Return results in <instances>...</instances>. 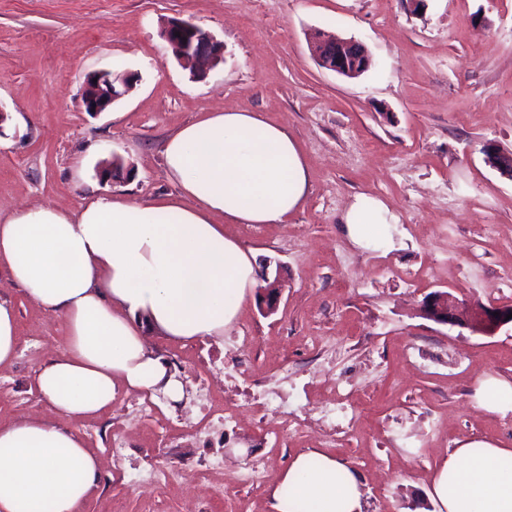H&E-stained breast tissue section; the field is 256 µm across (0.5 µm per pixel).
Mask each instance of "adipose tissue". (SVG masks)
Masks as SVG:
<instances>
[{"label":"adipose tissue","instance_id":"1","mask_svg":"<svg viewBox=\"0 0 512 512\" xmlns=\"http://www.w3.org/2000/svg\"><path fill=\"white\" fill-rule=\"evenodd\" d=\"M180 193L159 205L99 198L69 212L28 206L0 217V272L68 329L63 352L36 385L52 414L0 425V512H80L100 466L58 417L111 406L118 389L171 400L183 384L147 348L151 331L183 340L223 335L257 288L256 254L225 224H275L308 193L295 142L260 114L207 113L164 143ZM362 246L393 245L383 204L357 199L343 217ZM439 512H512V448L470 440L432 479ZM362 482L349 466L300 455L271 497L272 512H362Z\"/></svg>","mask_w":512,"mask_h":512}]
</instances>
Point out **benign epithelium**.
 Wrapping results in <instances>:
<instances>
[{"instance_id":"7a95c632","label":"benign epithelium","mask_w":512,"mask_h":512,"mask_svg":"<svg viewBox=\"0 0 512 512\" xmlns=\"http://www.w3.org/2000/svg\"><path fill=\"white\" fill-rule=\"evenodd\" d=\"M163 38L174 57L196 70L197 74L224 63V43L210 32L188 21L172 19L163 30ZM317 64L340 76L354 78L366 72L372 65L368 49L355 39L315 37L310 44ZM134 73H115L99 70L89 74L81 88L80 100L85 111L104 112L134 89ZM487 162L501 173L512 177V153L503 152L497 145H484ZM284 267L276 265L272 275H264L265 286L261 289L259 308L269 316L277 311L284 286ZM423 316L435 323L465 326L474 334L495 335L503 326L512 325V306L493 307L481 302L473 303L465 315L458 313L456 297L445 291L428 296L422 303Z\"/></svg>"}]
</instances>
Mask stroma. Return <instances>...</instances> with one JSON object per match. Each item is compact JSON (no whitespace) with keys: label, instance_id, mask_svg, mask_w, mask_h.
Instances as JSON below:
<instances>
[{"label":"stroma","instance_id":"stroma-1","mask_svg":"<svg viewBox=\"0 0 512 512\" xmlns=\"http://www.w3.org/2000/svg\"><path fill=\"white\" fill-rule=\"evenodd\" d=\"M172 18L223 41V65L199 77L176 60L161 36ZM318 32L362 42L371 68L354 79L320 68L310 51ZM109 68L137 73L134 90L108 111L84 112L87 75ZM0 108L12 119L0 133L1 216L177 196L163 145L209 112H257L295 140L309 177L301 206L283 223L225 227L258 265L286 268L277 312L263 316L252 297L223 336H149L156 355L181 358L188 391L197 355L221 357L226 340L247 339L237 376L216 389L237 425L223 446L193 448L233 463L210 512H270L281 474L314 451L360 474L363 512H438L431 476L448 453L473 439L512 447V411L476 399L483 375L512 381V328L478 336L420 314L436 291L464 306H512V180L482 152L489 142L512 152V0H425L419 12L407 0H0ZM115 153L128 175L99 180L98 162ZM361 196L387 209L391 249L345 233ZM0 299L19 326L18 361L0 367L7 423L48 413L35 372L64 348L67 327L3 274ZM264 381L287 384L284 414L252 412L251 388ZM340 387L353 420L313 425ZM115 413L62 422L102 461L81 512L105 499L112 512H183L204 491L195 476L162 489L133 479L160 421H129L135 446L118 466L108 453ZM258 459L269 467L260 488L241 474Z\"/></svg>","mask_w":512,"mask_h":512}]
</instances>
